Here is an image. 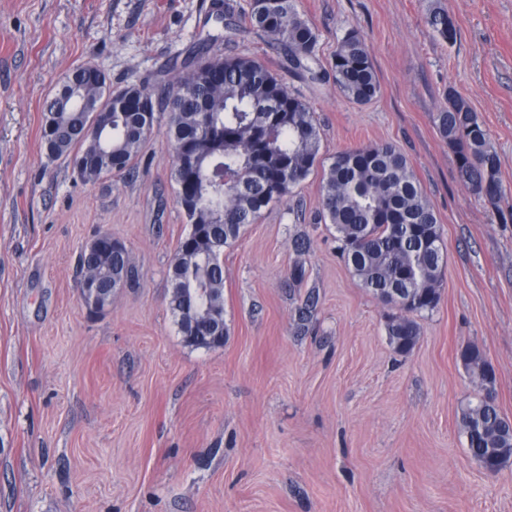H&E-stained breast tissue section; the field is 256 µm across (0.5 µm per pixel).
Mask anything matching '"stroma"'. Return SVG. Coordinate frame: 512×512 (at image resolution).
Instances as JSON below:
<instances>
[{"label": "stroma", "mask_w": 512, "mask_h": 512, "mask_svg": "<svg viewBox=\"0 0 512 512\" xmlns=\"http://www.w3.org/2000/svg\"><path fill=\"white\" fill-rule=\"evenodd\" d=\"M224 2L239 33L219 52L263 58L308 100L324 156L381 142L407 156L443 230L441 301L396 355L315 174L225 250L223 346H185L166 300L188 226L165 126L132 175L95 184L47 156L41 127L84 63L163 97L212 0H0V512H512V464L486 473L457 422L475 393L457 360L468 343L512 419V0H297L321 61L347 28L364 36L380 82L367 105L283 71L248 0ZM434 3L455 42L429 29ZM450 88L498 154L499 206L462 186L435 127ZM100 232L126 244L137 278L92 315L76 260Z\"/></svg>", "instance_id": "obj_1"}]
</instances>
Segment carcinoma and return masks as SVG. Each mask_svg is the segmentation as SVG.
<instances>
[{"label": "carcinoma", "mask_w": 512, "mask_h": 512, "mask_svg": "<svg viewBox=\"0 0 512 512\" xmlns=\"http://www.w3.org/2000/svg\"><path fill=\"white\" fill-rule=\"evenodd\" d=\"M248 21L281 52L288 70L322 77L319 36L297 9L296 0H249ZM427 25L445 42L457 26L440 6L429 9ZM333 84L348 101L366 105L380 87L363 35L349 28L337 40L330 64ZM105 86L83 81L80 98L66 107L52 99L43 116L42 143L51 158L83 166L81 181L122 178L133 167L154 124L162 120L171 149L175 201L189 230L168 267V308L184 343L192 348L224 346V249L233 246L265 210L288 201L294 190L321 171L322 217L332 224L345 264L363 288L391 309L386 336L391 349L410 354L420 339L416 317L437 308L446 260L437 213L405 154L392 143L355 146L325 163L321 126L312 106L263 61L204 50L186 68L164 101L131 83L112 99L108 126L82 134ZM436 113L437 131L452 151L460 182L473 195L498 206L504 190L497 152L467 100L453 89ZM80 274H92L112 306L110 280L131 282L129 251L84 245ZM404 288L397 298L392 289ZM457 357L479 393L459 415L470 456L486 471L512 463V425L496 400L497 374L473 343Z\"/></svg>", "instance_id": "cac0c4a2"}]
</instances>
